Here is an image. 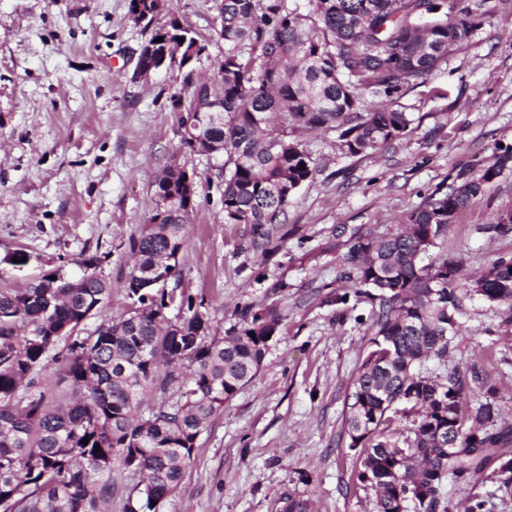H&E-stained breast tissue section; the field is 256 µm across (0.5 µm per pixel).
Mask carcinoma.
Here are the masks:
<instances>
[{"mask_svg":"<svg viewBox=\"0 0 512 512\" xmlns=\"http://www.w3.org/2000/svg\"><path fill=\"white\" fill-rule=\"evenodd\" d=\"M289 2L213 0L224 40L218 73L187 75L185 96L175 100L181 149L196 152L200 135L224 142V223L249 226L250 247L264 255L279 248L288 203L314 170L288 129L333 131L351 156L403 137L414 117L394 106L402 91L425 83L448 46L465 45L493 11L489 0H309L305 11ZM166 10L159 0H129L138 22ZM158 37L170 65L184 66L196 45L207 48L174 16L149 41ZM367 95L390 104L371 110ZM494 155L490 166L459 169L401 230L355 231L346 241L342 276L370 302L373 337L345 423L350 447L361 448L357 479L376 490L378 512H450L445 484L488 468L512 485V431L496 428L495 384L476 368L420 371L427 359L448 357L462 296L512 310V256L465 285L448 254L423 263L512 168V146ZM176 166L157 176L156 212L130 240L135 262L122 313L83 334L111 292L96 254L78 275L55 270L23 291L0 289V512H112L127 479L122 512H165L209 419L258 372L281 323L276 309L246 308L221 335L203 302L136 287L156 265L177 269L194 204L168 183ZM482 230L512 232V214ZM49 366L53 380L44 376ZM398 418L406 420L400 441Z\"/></svg>","mask_w":512,"mask_h":512,"instance_id":"carcinoma-1","label":"carcinoma"}]
</instances>
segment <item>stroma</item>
I'll return each instance as SVG.
<instances>
[{"label": "stroma", "mask_w": 512, "mask_h": 512, "mask_svg": "<svg viewBox=\"0 0 512 512\" xmlns=\"http://www.w3.org/2000/svg\"><path fill=\"white\" fill-rule=\"evenodd\" d=\"M170 17L207 43L209 56L135 77L150 36L129 0H0V289L22 290L61 268L79 272L106 255L109 300L85 325L94 331L129 303L128 241L156 210L154 180L179 161L199 181L173 288L204 298L213 328L236 324L240 308H276L281 325L262 366L210 420L195 461L167 512H281L287 497L312 512H377L356 478L358 449L345 426V399L369 349L371 305L336 303L347 292L341 258L347 233L396 231L400 220L471 157L492 163L512 146V12L488 15L470 41L427 83L408 89L411 132L381 150L347 154L337 133L300 135L315 169L293 197L294 228L271 259L246 247L248 228L224 221L223 183L208 156L181 150L175 95L188 71L213 75L224 52L212 0H168ZM512 210V171L448 228L442 248L470 276L512 256V232L482 227ZM27 256L10 264L13 253ZM505 307L466 297L447 364L424 370H484L512 424V321ZM486 512H512V492L482 477L449 483L451 512L471 494Z\"/></svg>", "instance_id": "stroma-1"}]
</instances>
